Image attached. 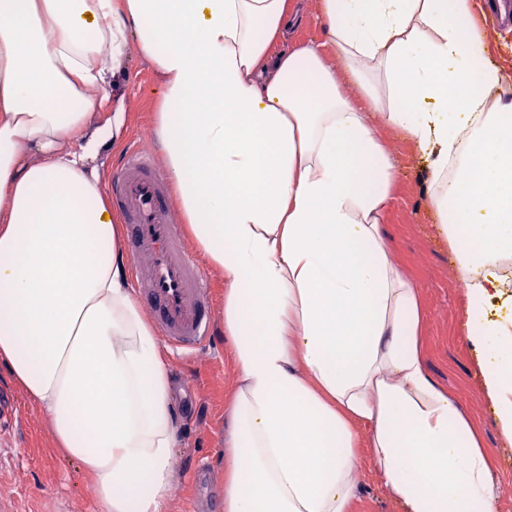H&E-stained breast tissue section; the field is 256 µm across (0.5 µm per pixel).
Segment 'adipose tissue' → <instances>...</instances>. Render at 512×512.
I'll use <instances>...</instances> for the list:
<instances>
[{
    "label": "adipose tissue",
    "mask_w": 512,
    "mask_h": 512,
    "mask_svg": "<svg viewBox=\"0 0 512 512\" xmlns=\"http://www.w3.org/2000/svg\"><path fill=\"white\" fill-rule=\"evenodd\" d=\"M291 0H0V362L98 512H166L177 418L91 168L126 127L128 42L159 79L174 202L224 272L236 377L224 512H351L366 428L401 512H496L475 428L425 365L415 286L382 234L411 136L466 286L464 336L512 441V83L473 0H319L323 44H279ZM336 56L330 65L328 56Z\"/></svg>",
    "instance_id": "obj_1"
}]
</instances>
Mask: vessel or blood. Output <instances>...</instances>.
Masks as SVG:
<instances>
[{"label": "vessel or blood", "mask_w": 512, "mask_h": 512, "mask_svg": "<svg viewBox=\"0 0 512 512\" xmlns=\"http://www.w3.org/2000/svg\"><path fill=\"white\" fill-rule=\"evenodd\" d=\"M487 26L512 29V0H482ZM112 208L125 224V247L137 270L138 300L162 339L177 352L208 343L215 334L213 296L181 225L172 218L165 175L151 154L127 148L109 180Z\"/></svg>", "instance_id": "vessel-or-blood-1"}]
</instances>
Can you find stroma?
Returning a JSON list of instances; mask_svg holds the SVG:
<instances>
[{"label": "stroma", "instance_id": "stroma-1", "mask_svg": "<svg viewBox=\"0 0 512 512\" xmlns=\"http://www.w3.org/2000/svg\"><path fill=\"white\" fill-rule=\"evenodd\" d=\"M155 84L150 62L128 47L123 70L109 89L126 104L127 130L122 145L104 150L94 162L102 180H109L127 144L159 154L151 133ZM379 136L397 167L385 233L394 261L418 291L426 366L479 431L501 489L498 512H512V442L501 435L495 411L480 393L476 352L463 336L466 290L430 205L425 162L410 136L392 128ZM168 366L179 423L178 475L167 512H224L226 405L236 374L230 341L217 333L212 345L193 354L169 353ZM0 387L12 393L17 407L16 419L0 426V501L9 512H95L92 481L55 451L48 418L2 363ZM358 461L354 512H400L376 478L370 449L359 448Z\"/></svg>", "mask_w": 512, "mask_h": 512}]
</instances>
